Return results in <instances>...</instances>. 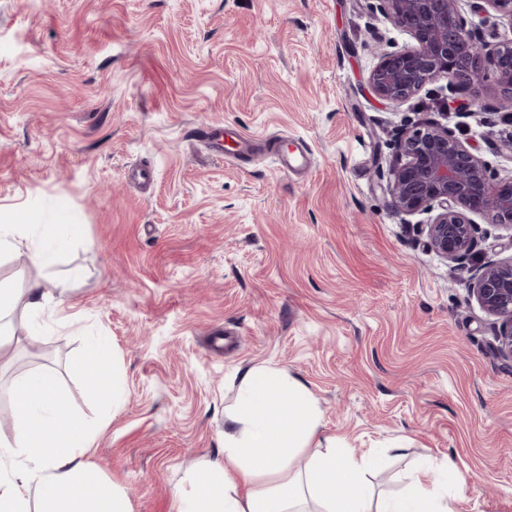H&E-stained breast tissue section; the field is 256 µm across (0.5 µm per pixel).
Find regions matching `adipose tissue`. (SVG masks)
<instances>
[{"instance_id":"adipose-tissue-1","label":"adipose tissue","mask_w":512,"mask_h":512,"mask_svg":"<svg viewBox=\"0 0 512 512\" xmlns=\"http://www.w3.org/2000/svg\"><path fill=\"white\" fill-rule=\"evenodd\" d=\"M78 231L75 224H48L37 232L19 215L0 213V254L28 241L32 260L48 267ZM50 297L36 280L21 290L0 282V347L14 338L5 319L16 307L33 321ZM106 346L104 337H87L72 365L88 372L101 400L116 410L126 386L118 366L102 363ZM11 398L13 435L0 439V512H129L123 493L90 462L103 422L66 412L52 369L18 376ZM381 463L378 454L356 455L324 431L319 401L298 378L253 365L224 410L223 461L201 462L176 488V512H454L442 478L452 477L459 494L468 486L452 461H431L401 495L378 504L366 475Z\"/></svg>"}]
</instances>
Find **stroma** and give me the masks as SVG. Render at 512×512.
I'll list each match as a JSON object with an SVG mask.
<instances>
[{
    "mask_svg": "<svg viewBox=\"0 0 512 512\" xmlns=\"http://www.w3.org/2000/svg\"><path fill=\"white\" fill-rule=\"evenodd\" d=\"M413 41L368 0H0V209L80 231L52 267L0 257V281H68L0 353V403L36 367L68 408L106 410L71 366L109 338L128 398L90 461L129 512H175L199 462L224 458V409L252 365L287 370L356 453H384L380 497L429 457L471 478L455 512H512V362L471 270L435 252L425 214L385 205L402 119L448 126L512 174V105L449 109L444 82L400 104L371 93L380 51ZM230 124L299 140L304 175L239 162L193 136ZM144 166L140 189L128 178ZM475 263L512 260L478 218Z\"/></svg>",
    "mask_w": 512,
    "mask_h": 512,
    "instance_id": "35a3bbf8",
    "label": "stroma"
}]
</instances>
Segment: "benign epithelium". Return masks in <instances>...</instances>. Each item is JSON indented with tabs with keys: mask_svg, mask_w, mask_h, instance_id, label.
<instances>
[{
	"mask_svg": "<svg viewBox=\"0 0 512 512\" xmlns=\"http://www.w3.org/2000/svg\"><path fill=\"white\" fill-rule=\"evenodd\" d=\"M463 0H374L373 11L408 34L414 45L384 50L368 82L379 99L399 104L426 85L445 81L450 95L476 90L492 73L500 97L512 103V37L487 44L468 26ZM473 11L512 24V0H468ZM400 161L389 170L387 206L432 214L429 246L463 269L478 246L475 215L512 228V176H499L448 127L407 123L396 134ZM472 296L498 320L499 354L512 361V261H488L474 273Z\"/></svg>",
	"mask_w": 512,
	"mask_h": 512,
	"instance_id": "benign-epithelium-1",
	"label": "benign epithelium"
}]
</instances>
